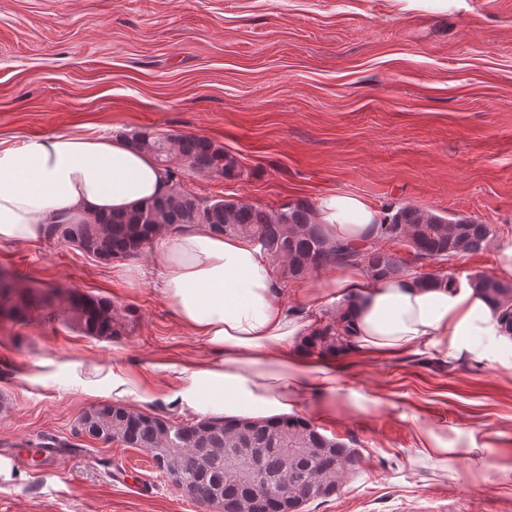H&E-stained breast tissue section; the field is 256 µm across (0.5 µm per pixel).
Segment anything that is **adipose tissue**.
Here are the masks:
<instances>
[{"mask_svg":"<svg viewBox=\"0 0 512 512\" xmlns=\"http://www.w3.org/2000/svg\"><path fill=\"white\" fill-rule=\"evenodd\" d=\"M168 189L153 158L124 139L77 132L0 143V243L128 211ZM316 217L336 237L357 242L379 222L365 203L337 194L319 200ZM150 264L153 287L216 353L181 367L185 383L168 402L183 415L272 417L300 408L308 393L338 392L331 360H307L293 346L329 302L346 316L352 350L363 357L420 349L447 364L476 361L483 357L477 340L502 333L498 311L468 280L427 288L415 275L373 279L355 264L338 265L299 314L282 302L276 268L249 235L200 224L160 235Z\"/></svg>","mask_w":512,"mask_h":512,"instance_id":"1","label":"adipose tissue"}]
</instances>
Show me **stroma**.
Wrapping results in <instances>:
<instances>
[{
  "label": "stroma",
  "mask_w": 512,
  "mask_h": 512,
  "mask_svg": "<svg viewBox=\"0 0 512 512\" xmlns=\"http://www.w3.org/2000/svg\"><path fill=\"white\" fill-rule=\"evenodd\" d=\"M146 129L239 158L237 179L180 173L201 197L274 210L335 192L380 215L408 204L467 216L512 240V0H0V140ZM148 261L100 264L57 237L0 243V269L40 298L21 317L0 303V458L47 437L68 445L58 466L0 474V512H218L145 450L74 431L86 408L111 402L112 371L131 389L124 406L181 421L166 402L183 385L176 366L214 356L150 282H128ZM409 270L500 276L491 246ZM62 292L135 317L112 339L84 335ZM336 367L335 409L307 419L356 448L360 469L304 512H512V471L499 467L512 458L511 344L453 368L415 352ZM431 431L464 454L439 460ZM123 466L129 482H113Z\"/></svg>",
  "instance_id": "1"
}]
</instances>
